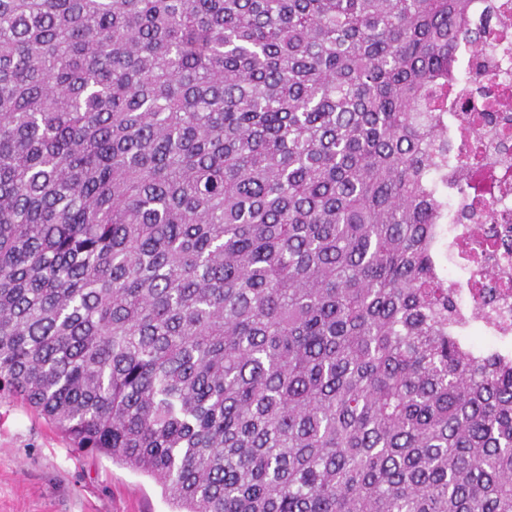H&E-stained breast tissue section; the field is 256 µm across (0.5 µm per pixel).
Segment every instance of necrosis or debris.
I'll use <instances>...</instances> for the list:
<instances>
[{
    "label": "necrosis or debris",
    "instance_id": "4bbe7bcc",
    "mask_svg": "<svg viewBox=\"0 0 512 512\" xmlns=\"http://www.w3.org/2000/svg\"><path fill=\"white\" fill-rule=\"evenodd\" d=\"M469 25L490 27L495 35L479 49L462 43L463 70L448 86L447 178L460 187L459 193L448 196V248L461 273L456 286L467 313L476 299L475 285L485 281L486 268L500 265L489 254L472 257L463 242L467 225L483 223L486 212L467 190L468 181L493 179V225L512 242V0H471ZM474 112H491L495 118L476 126L468 119ZM492 288L494 298L477 317V327L491 336L512 337V289L498 281Z\"/></svg>",
    "mask_w": 512,
    "mask_h": 512
}]
</instances>
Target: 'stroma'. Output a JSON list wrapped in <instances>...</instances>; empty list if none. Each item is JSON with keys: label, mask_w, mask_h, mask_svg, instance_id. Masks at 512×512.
I'll use <instances>...</instances> for the list:
<instances>
[{"label": "stroma", "mask_w": 512, "mask_h": 512, "mask_svg": "<svg viewBox=\"0 0 512 512\" xmlns=\"http://www.w3.org/2000/svg\"><path fill=\"white\" fill-rule=\"evenodd\" d=\"M144 474L73 448L27 405L0 399V512H174Z\"/></svg>", "instance_id": "35a3bbf8"}]
</instances>
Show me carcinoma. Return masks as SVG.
<instances>
[{"mask_svg":"<svg viewBox=\"0 0 512 512\" xmlns=\"http://www.w3.org/2000/svg\"><path fill=\"white\" fill-rule=\"evenodd\" d=\"M470 2L0 0V398L177 512H512L439 258Z\"/></svg>","mask_w":512,"mask_h":512,"instance_id":"cac0c4a2","label":"carcinoma"}]
</instances>
